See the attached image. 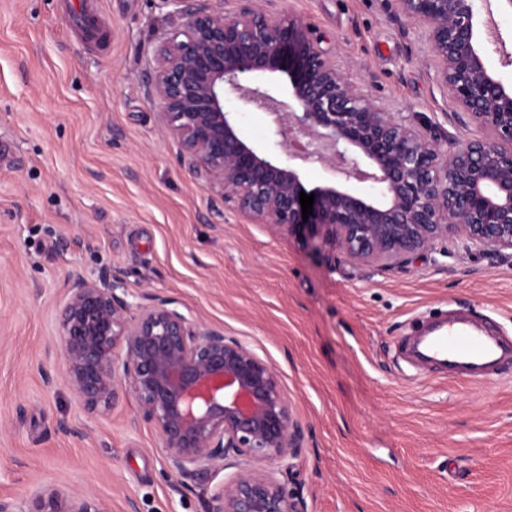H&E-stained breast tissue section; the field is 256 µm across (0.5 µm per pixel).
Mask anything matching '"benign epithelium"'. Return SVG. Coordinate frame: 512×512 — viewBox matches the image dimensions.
<instances>
[{
	"label": "benign epithelium",
	"mask_w": 512,
	"mask_h": 512,
	"mask_svg": "<svg viewBox=\"0 0 512 512\" xmlns=\"http://www.w3.org/2000/svg\"><path fill=\"white\" fill-rule=\"evenodd\" d=\"M174 2L178 23L155 49L146 92L193 172L230 208L303 249L321 238L361 264H407L450 235L489 254L512 251V83L488 65L478 0H393L425 33L453 120L476 129L466 139L437 136L374 98L299 14L260 0H236L233 10L223 0ZM272 76L285 78L297 105L277 125L282 158L251 142L224 109L230 95L272 100L244 85ZM297 159L329 165L346 181L308 189L291 165ZM352 177L372 180L374 192L355 191ZM302 191L314 194L306 220ZM120 289L74 272L60 307L62 379L87 410L109 411L133 395L169 468L184 477L219 472L231 456L261 463L296 453L302 429L270 363L168 299L134 308ZM27 512L101 510L52 489ZM209 512L305 509L294 491L251 468L215 488Z\"/></svg>",
	"instance_id": "7a95c632"
}]
</instances>
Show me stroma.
I'll return each instance as SVG.
<instances>
[{
	"instance_id": "stroma-1",
	"label": "stroma",
	"mask_w": 512,
	"mask_h": 512,
	"mask_svg": "<svg viewBox=\"0 0 512 512\" xmlns=\"http://www.w3.org/2000/svg\"><path fill=\"white\" fill-rule=\"evenodd\" d=\"M0 0V501L47 486L104 512H208L218 477L171 473L124 396L91 414L61 378L57 308L72 269L128 302L169 298L274 366L304 432L261 470L307 512H512V362L491 381L420 377L395 342L451 307L512 336V254L451 237L403 267L310 252L230 210L194 175L146 94L170 0ZM304 16L346 73L394 111L452 133L421 31L392 0H272ZM274 148L263 108L225 100ZM71 432H62L60 421Z\"/></svg>"
}]
</instances>
